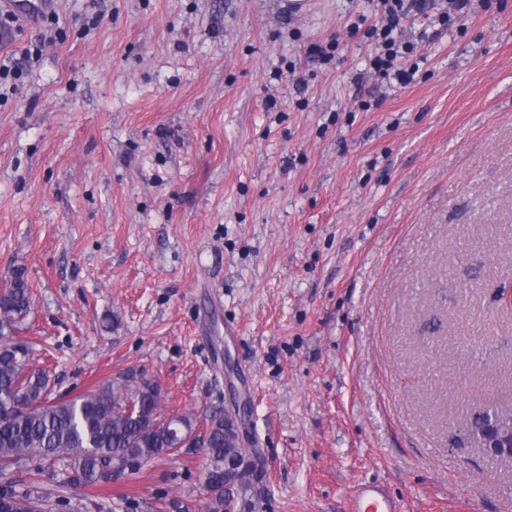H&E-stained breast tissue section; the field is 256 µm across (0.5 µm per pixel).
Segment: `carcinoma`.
<instances>
[{"instance_id":"carcinoma-1","label":"carcinoma","mask_w":512,"mask_h":512,"mask_svg":"<svg viewBox=\"0 0 512 512\" xmlns=\"http://www.w3.org/2000/svg\"><path fill=\"white\" fill-rule=\"evenodd\" d=\"M30 308L26 273L17 268L0 289V512H44L51 481L101 486L114 471L133 478L181 450L155 382L140 385L128 373L72 398L53 394L49 373L31 364L32 342L18 338ZM172 418L182 433L203 423L207 512H224L228 498L253 512L254 497L266 491L263 473L224 490V479L241 476L246 461L224 414Z\"/></svg>"}]
</instances>
